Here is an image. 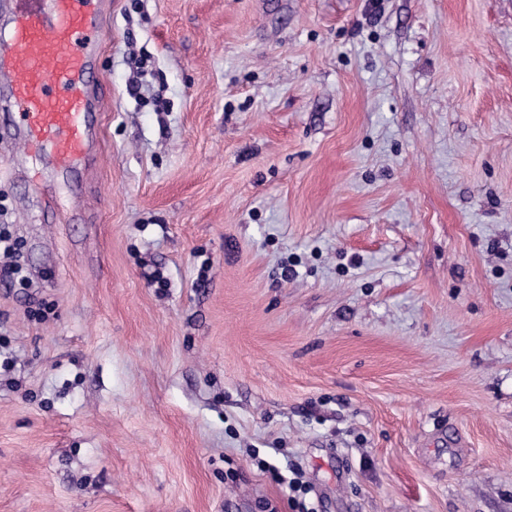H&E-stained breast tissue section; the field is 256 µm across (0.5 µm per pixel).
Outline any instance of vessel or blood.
Listing matches in <instances>:
<instances>
[{"label":"vessel or blood","mask_w":512,"mask_h":512,"mask_svg":"<svg viewBox=\"0 0 512 512\" xmlns=\"http://www.w3.org/2000/svg\"><path fill=\"white\" fill-rule=\"evenodd\" d=\"M107 7L108 0H29L10 9L0 35V110L18 113L23 146L49 152L65 175L96 161Z\"/></svg>","instance_id":"b4317fda"}]
</instances>
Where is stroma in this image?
<instances>
[{
  "instance_id": "stroma-1",
  "label": "stroma",
  "mask_w": 512,
  "mask_h": 512,
  "mask_svg": "<svg viewBox=\"0 0 512 512\" xmlns=\"http://www.w3.org/2000/svg\"><path fill=\"white\" fill-rule=\"evenodd\" d=\"M107 27L95 165L0 140V512H512V0Z\"/></svg>"
}]
</instances>
